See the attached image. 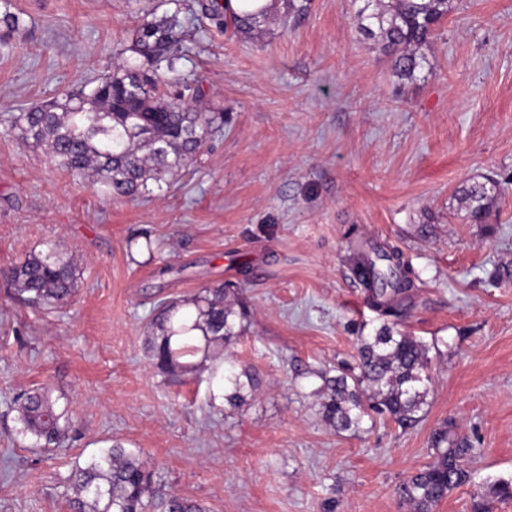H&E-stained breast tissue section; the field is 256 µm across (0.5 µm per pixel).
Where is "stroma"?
<instances>
[{
  "mask_svg": "<svg viewBox=\"0 0 512 512\" xmlns=\"http://www.w3.org/2000/svg\"><path fill=\"white\" fill-rule=\"evenodd\" d=\"M200 3L9 0L24 26L0 27V113L92 85L175 13L193 106L224 120L166 184L117 199L0 124V512H69L72 469L116 443L155 473L148 512L173 495L206 512H407L395 489L446 421L477 453L436 512H473L512 480V278H493L512 269V0H452L411 79L359 33L362 0H305L295 20L279 6L245 36ZM486 176L499 193L474 224L458 191ZM385 243L419 275L398 328L429 347L427 403L408 430L376 415L338 431L319 374L381 324L350 258ZM50 245L80 278L38 309L2 273ZM227 283L248 306L237 343L158 370L157 303ZM227 359L258 375L238 409L211 379ZM44 385L72 410L50 448L11 409Z\"/></svg>",
  "mask_w": 512,
  "mask_h": 512,
  "instance_id": "1",
  "label": "stroma"
}]
</instances>
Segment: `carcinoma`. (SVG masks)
<instances>
[{"label": "carcinoma", "instance_id": "cac0c4a2", "mask_svg": "<svg viewBox=\"0 0 512 512\" xmlns=\"http://www.w3.org/2000/svg\"><path fill=\"white\" fill-rule=\"evenodd\" d=\"M357 14L359 32L379 38L394 60L396 73L414 77L422 66L418 50L432 37L448 15V0H363ZM202 9L237 31L249 32L267 23L272 8L230 9L224 0H209ZM131 57L95 85L65 94L62 100L27 108L12 115L11 126L22 138L45 148L61 168L91 177L114 197L133 196L148 181L159 182L187 165L205 141L215 118L192 108L191 88L175 84L167 99L159 94L162 76L175 74L184 59L183 38L175 18L145 22L132 34ZM497 182L488 177L467 189L462 203L467 218L483 224L496 200ZM353 274L367 301L386 317H400L411 304L417 275L400 249L385 244L360 251ZM23 301L35 308L53 307L75 290L76 267L54 247L27 255L7 273ZM232 286L209 288L205 294L165 299L154 310L150 325L152 357L158 369L169 373L187 370L180 362L199 350L228 346L241 332L236 318L246 317L245 307L235 310L224 302ZM429 348L423 342L384 322L371 336L359 337L356 374L317 376L323 381L321 413L338 431H356L369 412L389 416L401 428L413 427L426 404ZM224 399L239 408L246 391L258 379L247 369L224 370ZM19 432L43 447L65 436L71 411L53 390L42 387L12 400ZM451 423L430 437L433 460L409 476L396 489L408 512H433L455 489L468 484L465 465L473 446L451 434ZM154 473L135 452L113 445L86 467L75 469L72 512H146ZM165 512H205L199 503L171 496Z\"/></svg>", "mask_w": 512, "mask_h": 512}]
</instances>
